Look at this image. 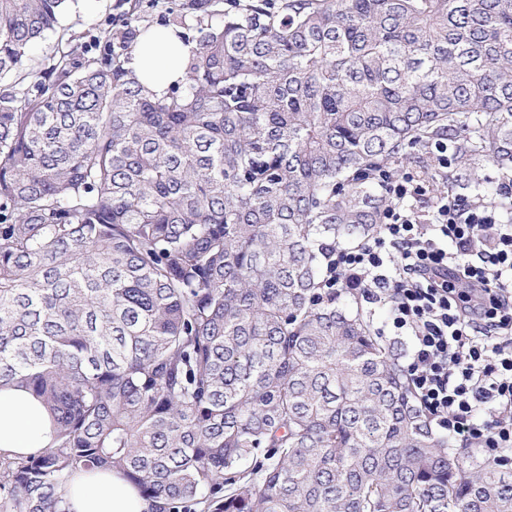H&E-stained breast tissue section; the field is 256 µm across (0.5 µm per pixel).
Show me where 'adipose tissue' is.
Listing matches in <instances>:
<instances>
[{
  "mask_svg": "<svg viewBox=\"0 0 512 512\" xmlns=\"http://www.w3.org/2000/svg\"><path fill=\"white\" fill-rule=\"evenodd\" d=\"M190 53L173 29L158 26L133 51L131 66L156 96L184 75ZM55 432L51 417L30 391L0 386V456L19 460L49 448ZM67 512H150L149 501L122 473L113 470L75 473L62 490Z\"/></svg>",
  "mask_w": 512,
  "mask_h": 512,
  "instance_id": "adipose-tissue-1",
  "label": "adipose tissue"
}]
</instances>
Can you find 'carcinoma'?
Here are the masks:
<instances>
[{"label":"carcinoma","instance_id":"obj_1","mask_svg":"<svg viewBox=\"0 0 512 512\" xmlns=\"http://www.w3.org/2000/svg\"><path fill=\"white\" fill-rule=\"evenodd\" d=\"M69 2L0 0V385L56 423L0 459V512H67L97 468L151 512H512L323 282L437 140L440 188L512 172V0H199L162 98L129 67L140 0L28 65Z\"/></svg>","mask_w":512,"mask_h":512}]
</instances>
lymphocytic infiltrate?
Listing matches in <instances>:
<instances>
[{
    "label": "lymphocytic infiltrate",
    "instance_id": "lymphocytic-infiltrate-1",
    "mask_svg": "<svg viewBox=\"0 0 512 512\" xmlns=\"http://www.w3.org/2000/svg\"><path fill=\"white\" fill-rule=\"evenodd\" d=\"M500 204L430 195L386 179L376 236L326 258L325 285L387 305L384 330L407 337L406 371L443 436L512 466V175Z\"/></svg>",
    "mask_w": 512,
    "mask_h": 512
}]
</instances>
